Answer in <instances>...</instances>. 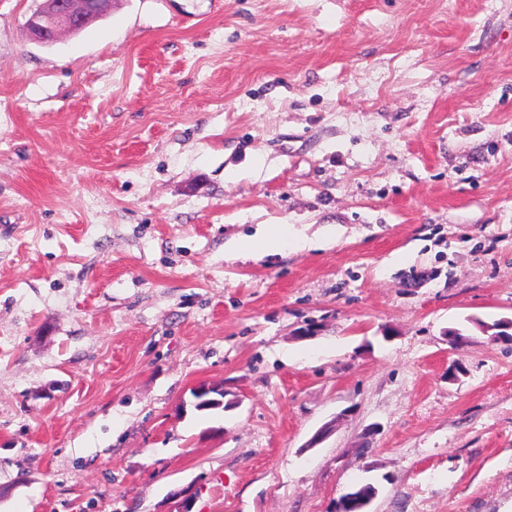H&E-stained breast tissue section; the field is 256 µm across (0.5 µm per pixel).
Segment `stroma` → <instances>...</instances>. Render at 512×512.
I'll return each instance as SVG.
<instances>
[{
  "label": "stroma",
  "mask_w": 512,
  "mask_h": 512,
  "mask_svg": "<svg viewBox=\"0 0 512 512\" xmlns=\"http://www.w3.org/2000/svg\"><path fill=\"white\" fill-rule=\"evenodd\" d=\"M40 3L0 0V512H512V0L50 44ZM262 224L315 246L225 259Z\"/></svg>",
  "instance_id": "1"
}]
</instances>
